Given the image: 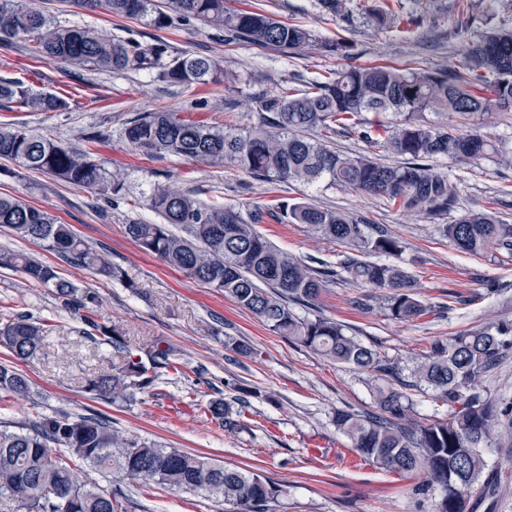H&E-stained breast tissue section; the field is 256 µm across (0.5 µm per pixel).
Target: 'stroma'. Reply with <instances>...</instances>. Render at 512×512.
Wrapping results in <instances>:
<instances>
[{
	"label": "stroma",
	"mask_w": 512,
	"mask_h": 512,
	"mask_svg": "<svg viewBox=\"0 0 512 512\" xmlns=\"http://www.w3.org/2000/svg\"><path fill=\"white\" fill-rule=\"evenodd\" d=\"M39 3L53 19L66 24L88 25L118 38H159L174 55L214 57L239 80L232 85L170 87L152 74L134 70L80 78L66 64L35 59L27 43H0V77L29 80L35 90L73 100L68 112L0 108V123L23 125L75 148L82 147L84 130L98 131V162L128 174L124 198L110 204L93 190L0 159V194L47 210L89 244L105 246L134 286L129 289L62 262L4 228L0 248L39 253L62 277L97 294L102 315L129 337L132 349L162 341L171 347L177 364L175 371L133 400L89 398L82 385L88 375L107 366L103 351L86 337L78 315L61 307L53 289L0 268V324L17 313L52 324L45 348L26 360H13L0 347V362L13 364L33 384L26 399L0 391V425H29L59 412L101 415L124 435L208 456L231 468L262 472L284 489L276 512H433L435 494L418 492L420 477L390 473L361 459L333 423L339 409L374 410L373 386L366 375L271 333L224 294L140 251L124 226L131 219L155 221L154 213L136 204L154 181L193 191L205 202L234 205L245 214L310 197L323 207L348 212L358 222L384 226L403 241L405 249L393 262L414 275L415 291L428 313L410 322L392 319L382 290L342 281L323 292L316 309L395 362L405 378L435 344L448 343L473 327L512 322V255L457 252L435 221L410 215L378 197L269 182L228 164L151 158L119 136L131 117L161 109L181 111L196 121L247 126L260 100L324 79L344 67L340 57L315 49L289 54L231 41L201 22L186 25L176 17L168 27L155 29L102 9L87 11L68 0ZM315 3L240 0L241 6L305 25L320 37L349 39L360 65L457 67L487 24L512 26V0H423L418 6L412 0H350L353 17L347 22L320 13ZM374 4L389 6L395 21L387 26L369 21L365 11ZM412 11L418 12L419 24L404 26L403 18ZM455 124L463 132L479 127L503 148H512V112L478 113L457 118ZM435 165L459 186L457 207L445 216V223H453L461 212L483 208L512 224V168L499 166L491 157L472 167L443 157ZM259 230L279 249L307 262H332L343 252L341 245L300 224L269 219ZM228 335L247 340L256 356L246 358L226 349ZM219 398L239 414L236 430H224L205 415L207 404ZM485 456L499 480L487 496L474 500L472 512H512V439L497 441ZM74 469L80 479L122 490L118 512H224L222 504L199 493L133 487L80 462Z\"/></svg>",
	"instance_id": "35a3bbf8"
}]
</instances>
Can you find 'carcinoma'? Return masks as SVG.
<instances>
[{"label": "carcinoma", "instance_id": "cac0c4a2", "mask_svg": "<svg viewBox=\"0 0 512 512\" xmlns=\"http://www.w3.org/2000/svg\"><path fill=\"white\" fill-rule=\"evenodd\" d=\"M82 8L105 11L161 29L171 20L157 0H73ZM185 22L200 20L224 35L260 46L294 52L313 47L353 59L349 40H326L303 25L231 5V0H168ZM321 13L346 19L347 0H317ZM30 44L35 57L62 62L78 70L120 73L157 71L169 86L236 82L218 60L184 53L169 55L168 45L116 39L105 31L61 24L35 0H0V43ZM17 104L32 112H68L66 97L36 92L24 81L0 78V107ZM363 112L391 113L386 137L395 165L369 154L346 155L331 149L336 135L357 136L375 144L371 127L358 121ZM477 112H512V28H496L472 43L461 69L348 65L295 93L259 102L255 121L246 128L198 122L173 110L145 112L125 122L122 138L152 156L186 157L204 164H230L269 182L293 181L380 197L390 205L428 219H439L457 205V184L436 169L433 159L446 157L472 166L493 154L512 166V150L502 149L477 129L460 132L454 118ZM320 132V138L306 135ZM0 159L38 170L65 184L92 189L110 199L124 195L125 173L96 162L93 149L55 144L14 123H0ZM137 205L155 213L159 223L132 219L127 236L145 253L210 288L224 292L267 330L287 336L316 355L352 366L371 377L399 378L397 367L379 352L348 335L344 326L321 314L299 317L292 305H315L322 291L341 278L356 286L387 290L386 309L393 319L409 322L428 312L404 268L381 263L396 256L402 241L383 227L361 224L343 212L310 201L280 202L248 217L232 205L200 201L190 191L155 184ZM270 216L302 224L310 232L343 245L336 263L316 268L272 244L256 229ZM0 227L44 251L97 275L125 283L124 270L106 250H97L68 224L17 197L0 195ZM440 233L462 253L490 250L512 254V224L489 210L467 211ZM0 267L21 271L27 280L54 288L61 305L74 311L92 333L98 348L112 352V366L85 380L93 399L126 400L177 369L171 349L154 343L135 355L129 342L98 312L95 293L62 278L56 267L38 257L0 249ZM50 331L46 321L17 314L0 326V346L16 358L40 352ZM224 347L242 356L255 353L241 337H224ZM512 350V323L471 329L438 345L413 367L402 388H376L377 410L364 415L334 413L336 429L352 449L386 471L418 474L422 491H439L435 512H468L471 495L489 486L482 449L496 442L500 430L512 433V412L479 390L483 374ZM430 389L448 405V417L417 424L408 419L410 387ZM0 391L25 397L29 380L14 367L0 364ZM207 413L227 429L238 421L215 399ZM110 472L140 486L202 492L224 504V512H274L283 488L260 473L231 469L211 458L156 441L125 437L101 416L45 415L30 429H0V502H15L18 512H117L112 492L77 479L71 460Z\"/></svg>", "mask_w": 512, "mask_h": 512}]
</instances>
